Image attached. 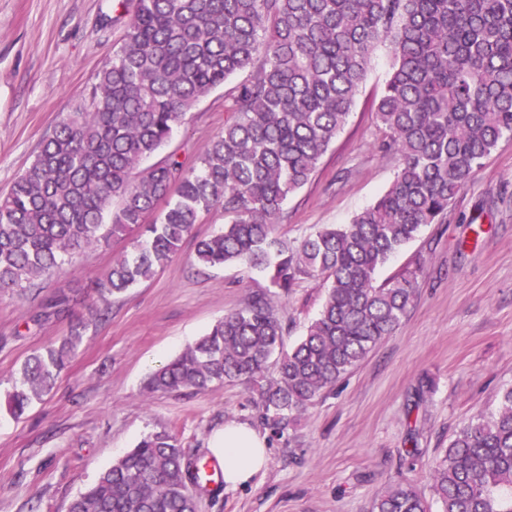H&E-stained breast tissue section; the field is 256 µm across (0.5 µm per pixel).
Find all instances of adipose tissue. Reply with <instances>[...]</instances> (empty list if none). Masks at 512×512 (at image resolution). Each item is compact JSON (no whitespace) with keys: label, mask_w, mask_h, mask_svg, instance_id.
<instances>
[{"label":"adipose tissue","mask_w":512,"mask_h":512,"mask_svg":"<svg viewBox=\"0 0 512 512\" xmlns=\"http://www.w3.org/2000/svg\"><path fill=\"white\" fill-rule=\"evenodd\" d=\"M211 449L220 459L226 486L248 483L266 462V440L245 424H231L215 435Z\"/></svg>","instance_id":"adipose-tissue-1"}]
</instances>
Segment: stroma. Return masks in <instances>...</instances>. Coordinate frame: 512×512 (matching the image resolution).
I'll use <instances>...</instances> for the list:
<instances>
[{
    "mask_svg": "<svg viewBox=\"0 0 512 512\" xmlns=\"http://www.w3.org/2000/svg\"><path fill=\"white\" fill-rule=\"evenodd\" d=\"M117 0H0V196L31 163L61 116L87 104L94 77L117 49ZM388 46L375 50L348 122L307 185L282 205L278 230L299 242L323 224H346L391 182L398 160L382 153L370 104L390 72ZM230 118L224 92L204 98L172 133L186 165ZM203 214L176 259L109 300L78 298L71 319L87 330L53 390L20 420L0 415V512H68L99 473L148 433L176 434L187 453H206L228 423L260 429V385L151 393L153 365L177 356L265 280L246 268L200 267L197 238L224 224ZM129 240L78 255L41 288L0 290V392L36 350L67 335L70 321L37 324L48 297L89 282ZM421 264L415 296L398 329L283 436L267 440V462L247 485L208 488L197 512H370L389 479L411 478L431 496L429 470L455 432L496 410L512 387V138L502 140L448 208L380 268L385 282ZM325 298L322 278H304L279 301L283 346L293 347ZM433 387L416 390L424 380ZM420 457H407L410 438Z\"/></svg>",
    "mask_w": 512,
    "mask_h": 512,
    "instance_id": "1",
    "label": "stroma"
}]
</instances>
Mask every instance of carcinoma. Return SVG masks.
<instances>
[{"mask_svg": "<svg viewBox=\"0 0 512 512\" xmlns=\"http://www.w3.org/2000/svg\"><path fill=\"white\" fill-rule=\"evenodd\" d=\"M124 32L96 73L89 103L63 116L0 198V289L37 288L81 251L134 230L132 250L94 278L118 296L170 263L203 212L227 222L198 240L204 268L241 265L268 286L148 376L150 392L267 380L257 403L280 436L395 332L420 271L377 272L448 207L504 138H512V0H120ZM392 69L374 101L379 149L398 157L388 187L347 224L299 243L280 236L284 200L303 188L347 124L375 49ZM233 113L187 167L175 153L143 172L173 128L235 73ZM324 277L317 319L288 351L278 301ZM71 297L48 298L36 323ZM82 342L70 333L32 354L4 396L15 419L53 388ZM272 378H266L269 367ZM207 461L168 430L144 436L76 496L69 512H196ZM439 512H512V388L477 415L430 468ZM370 512H432L409 479L388 483Z\"/></svg>", "mask_w": 512, "mask_h": 512, "instance_id": "carcinoma-1", "label": "carcinoma"}]
</instances>
